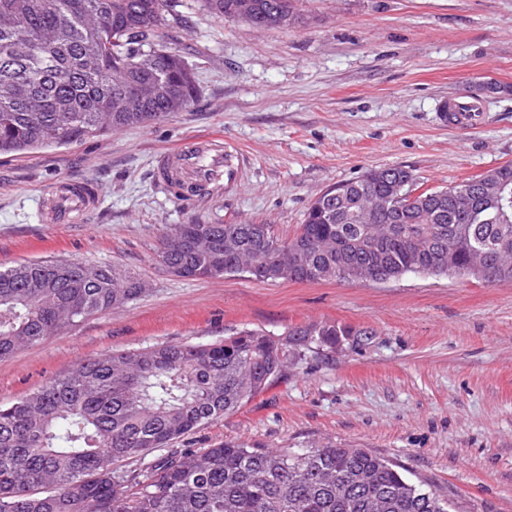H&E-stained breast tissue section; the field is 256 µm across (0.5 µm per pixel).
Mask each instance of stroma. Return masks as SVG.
Instances as JSON below:
<instances>
[{
  "label": "stroma",
  "mask_w": 512,
  "mask_h": 512,
  "mask_svg": "<svg viewBox=\"0 0 512 512\" xmlns=\"http://www.w3.org/2000/svg\"><path fill=\"white\" fill-rule=\"evenodd\" d=\"M303 24L260 30L178 0L162 32L192 64L200 94L146 127L0 156V269L68 260L125 268L133 303L63 328L0 360V404L86 359L166 343H209L244 328L278 335L329 322L365 338L309 353L238 412L180 442L364 448L434 490L451 512H512V282L407 274L388 282L190 279L156 259L174 224H273L293 235L328 188L403 166L427 186L512 163V0H298ZM477 98L474 130L449 124L451 99ZM197 137L239 156L234 182L188 201L158 175ZM89 181L76 223L45 199Z\"/></svg>",
  "instance_id": "1"
}]
</instances>
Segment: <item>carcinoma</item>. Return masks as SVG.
<instances>
[{
  "instance_id": "cac0c4a2",
  "label": "carcinoma",
  "mask_w": 512,
  "mask_h": 512,
  "mask_svg": "<svg viewBox=\"0 0 512 512\" xmlns=\"http://www.w3.org/2000/svg\"><path fill=\"white\" fill-rule=\"evenodd\" d=\"M222 18L237 0H202ZM272 5L300 22L294 0H257L252 26ZM168 0H0V155L66 146L182 112L198 95L186 59L158 40ZM364 173L324 193L292 238L274 224H176L180 252L158 251L179 277L222 278L240 263L262 267L286 243L310 249L312 270L297 282L338 279L366 267L372 280L408 273L464 276L484 250L483 281L512 282V163L432 187L408 206L398 199L422 182L400 166ZM392 196L363 222L358 200ZM107 265L24 261L0 270V359L143 293ZM353 331L327 322L274 335L242 329L207 344L168 343L88 359L36 393L0 405V512H357L316 476L327 470L356 498L386 499V512H447L442 498L391 461L334 445L306 450L219 443L202 453L177 440L231 415L264 392L287 365L316 349L336 350ZM135 459L137 470L116 463Z\"/></svg>"
}]
</instances>
